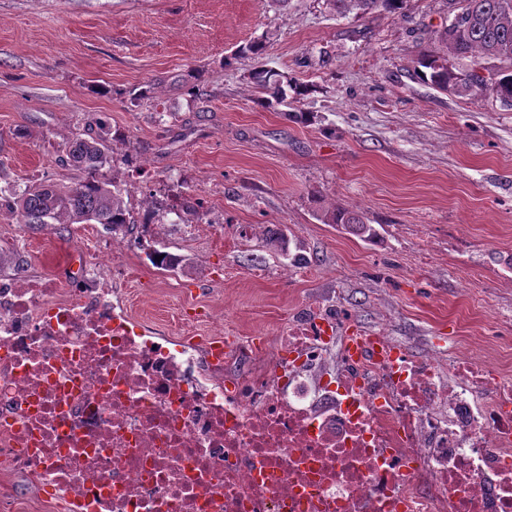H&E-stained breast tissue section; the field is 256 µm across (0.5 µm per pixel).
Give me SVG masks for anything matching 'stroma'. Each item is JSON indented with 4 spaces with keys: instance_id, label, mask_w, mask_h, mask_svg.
I'll list each match as a JSON object with an SVG mask.
<instances>
[{
    "instance_id": "1",
    "label": "stroma",
    "mask_w": 512,
    "mask_h": 512,
    "mask_svg": "<svg viewBox=\"0 0 512 512\" xmlns=\"http://www.w3.org/2000/svg\"><path fill=\"white\" fill-rule=\"evenodd\" d=\"M447 15L445 0L359 19L326 0H0V186L79 178L57 163L64 144L102 126L132 213L151 192L168 207L160 234L126 235L112 262L71 251L109 241L98 224L50 235L2 213L0 238L29 275L110 276L131 319L171 343L240 342L247 371L318 318L443 368L460 350L512 366V110L414 74ZM259 63L311 86L310 122L261 103ZM195 198L203 212L184 213ZM336 207L377 239L318 220ZM276 233L301 263L267 246ZM152 246L184 266L158 269Z\"/></svg>"
}]
</instances>
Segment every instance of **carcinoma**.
I'll list each match as a JSON object with an SVG mask.
<instances>
[{"mask_svg":"<svg viewBox=\"0 0 512 512\" xmlns=\"http://www.w3.org/2000/svg\"><path fill=\"white\" fill-rule=\"evenodd\" d=\"M405 0H327L339 15L360 17L376 9L396 13ZM435 41L446 55L429 50L418 59L420 79L457 97L476 100L491 97L512 108V0H448V22L434 31ZM469 60L466 67L449 63L448 57ZM250 83L264 95L262 103L288 104L287 94L270 69L258 67ZM112 161V137L97 132L70 138L61 159L62 166L84 173L69 183L43 179L18 192L0 188V211L16 223L33 230L68 224H100L109 232L135 226L136 220L122 198L116 181L104 171ZM166 207L158 201L143 210L142 225L161 221ZM324 224H340L350 233L371 241L375 228L346 208L317 215ZM154 265L167 271L177 269L184 259L169 252L153 250Z\"/></svg>","mask_w":512,"mask_h":512,"instance_id":"cac0c4a2","label":"carcinoma"}]
</instances>
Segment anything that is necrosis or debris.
I'll list each match as a JSON object with an SVG mask.
<instances>
[{"mask_svg":"<svg viewBox=\"0 0 512 512\" xmlns=\"http://www.w3.org/2000/svg\"><path fill=\"white\" fill-rule=\"evenodd\" d=\"M0 282V464L60 512H512L498 365L326 354L322 321L252 380L197 374L107 281Z\"/></svg>","mask_w":512,"mask_h":512,"instance_id":"necrosis-or-debris-1","label":"necrosis or debris"}]
</instances>
